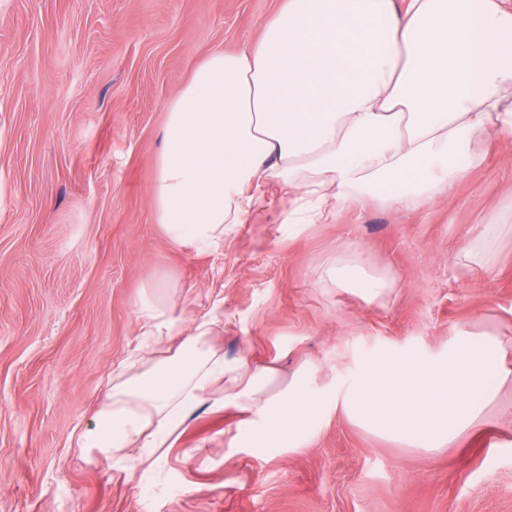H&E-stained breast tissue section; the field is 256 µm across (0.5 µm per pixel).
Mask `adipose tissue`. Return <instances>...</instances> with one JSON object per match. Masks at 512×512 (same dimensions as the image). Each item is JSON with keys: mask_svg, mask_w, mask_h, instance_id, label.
Here are the masks:
<instances>
[{"mask_svg": "<svg viewBox=\"0 0 512 512\" xmlns=\"http://www.w3.org/2000/svg\"><path fill=\"white\" fill-rule=\"evenodd\" d=\"M512 145V5L507 0H283L249 51H215L166 106L153 202L169 242L218 248L268 190L290 221L336 207L415 204L452 190L490 139ZM337 246L322 278L373 302L392 281ZM145 336L177 342L153 368L111 386L84 447L163 458L205 400L241 416L242 443L300 448L330 411L410 448L439 451L469 433L512 383V348L456 328L435 353L399 360L411 382L382 381L364 362L346 383L314 385L305 369L271 392L273 371L225 366L207 322L187 329L145 301Z\"/></svg>", "mask_w": 512, "mask_h": 512, "instance_id": "1", "label": "adipose tissue"}]
</instances>
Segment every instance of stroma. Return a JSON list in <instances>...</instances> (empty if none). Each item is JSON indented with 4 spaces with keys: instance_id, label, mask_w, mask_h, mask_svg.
<instances>
[{
    "instance_id": "1",
    "label": "stroma",
    "mask_w": 512,
    "mask_h": 512,
    "mask_svg": "<svg viewBox=\"0 0 512 512\" xmlns=\"http://www.w3.org/2000/svg\"><path fill=\"white\" fill-rule=\"evenodd\" d=\"M282 0H0V512H512V387L437 453L337 413L290 451L247 448L234 409L201 403L154 466L81 447L142 342L145 299L211 318L225 363L435 352L453 327L512 340V150L451 194L340 207L292 224L273 193L219 249L180 250L153 205L165 105L195 64L255 42ZM504 230L482 263L480 225ZM395 286L377 303L322 282L337 244Z\"/></svg>"
}]
</instances>
